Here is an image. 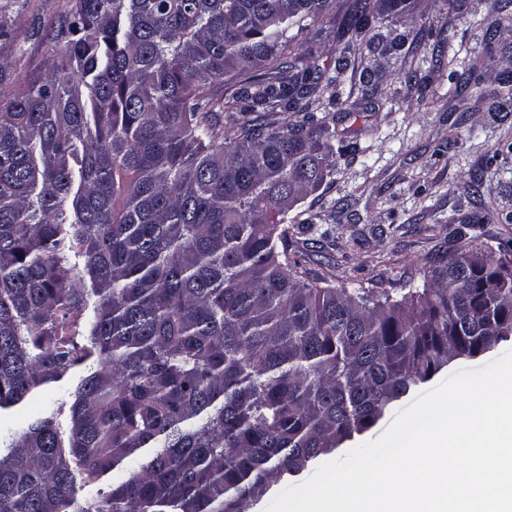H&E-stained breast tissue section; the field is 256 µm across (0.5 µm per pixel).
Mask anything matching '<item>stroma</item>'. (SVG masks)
<instances>
[{
  "instance_id": "35a3bbf8",
  "label": "stroma",
  "mask_w": 512,
  "mask_h": 512,
  "mask_svg": "<svg viewBox=\"0 0 512 512\" xmlns=\"http://www.w3.org/2000/svg\"><path fill=\"white\" fill-rule=\"evenodd\" d=\"M408 3L403 22L379 27L386 39L403 36V48L357 47L339 103L309 105L334 118L346 152L288 216L289 253L308 281L397 298L442 256L512 249V112L493 109L512 80V0ZM68 5L0 0L1 77L51 70L48 32ZM489 21L501 24L490 43Z\"/></svg>"
}]
</instances>
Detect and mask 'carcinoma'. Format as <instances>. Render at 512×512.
Wrapping results in <instances>:
<instances>
[{
  "label": "carcinoma",
  "mask_w": 512,
  "mask_h": 512,
  "mask_svg": "<svg viewBox=\"0 0 512 512\" xmlns=\"http://www.w3.org/2000/svg\"><path fill=\"white\" fill-rule=\"evenodd\" d=\"M332 4L69 0L52 71L0 98V411L82 369L0 419V512H251L512 339V258L451 255L396 299L291 271L288 213L336 161L308 111L334 79L289 30ZM375 21L352 0L335 69ZM226 106L274 118L228 135ZM510 350H512V341L501 344L494 351H492L490 353L481 355V356L473 358V359L461 361V362L457 363L456 365H454L453 367H450L448 369V371H443V372L439 373L428 383L420 385L419 387L415 388L414 391L407 398H405L404 400L393 405L384 414V416L381 419H379L369 430H367L361 436H359V440L357 442L350 445L351 448H343L342 450H339L338 452H336V454L325 457L320 462H318L317 464H315L314 466L309 468L308 471H306L302 475V477L300 478V480L298 482L289 484V485L299 484V483L306 481L313 474L314 470L320 464L337 459V458L343 456L350 449H352L364 442L374 440V439H377L378 437H380L384 433V431L388 428V426L390 425L391 421L394 418L395 413L399 409H402L403 407L410 404L420 393H422L426 389L434 386L437 382L441 381L442 379L448 377L449 375H451L459 370L476 369V368L482 367V366L494 361L495 359L500 357L502 354H504L505 352L510 351ZM80 370H75L73 375L66 377L63 381L52 387L39 390L30 397L26 404L13 408L9 411V417L13 423L23 427L27 421L35 414L40 412L46 404H50L58 398H62L66 391L73 385L75 378Z\"/></svg>",
  "instance_id": "1"
}]
</instances>
